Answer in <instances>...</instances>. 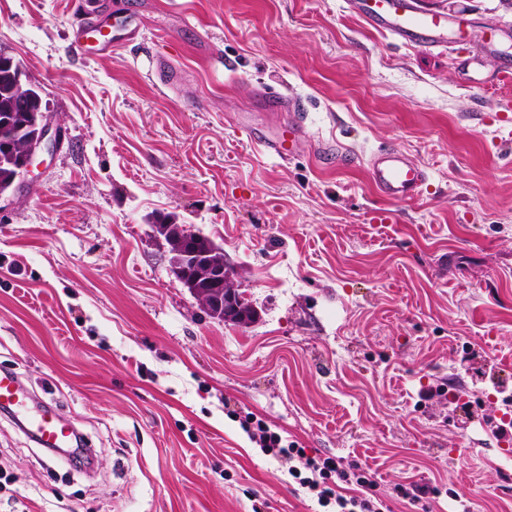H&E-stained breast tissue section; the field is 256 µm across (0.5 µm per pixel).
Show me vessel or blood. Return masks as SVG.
<instances>
[{
	"mask_svg": "<svg viewBox=\"0 0 512 512\" xmlns=\"http://www.w3.org/2000/svg\"><path fill=\"white\" fill-rule=\"evenodd\" d=\"M346 3L352 14L404 44L435 47L451 41L464 43L468 40L470 21L462 11L452 14L444 9L425 11L414 7L411 0H346ZM72 34L80 47L88 38H95L101 51L111 50L118 41L109 21L90 12L84 0H74ZM277 105L292 113L287 125L288 137L265 141L264 146L281 157L287 152L286 141L297 140L304 125L295 116L299 109L296 99H281ZM370 174L375 190L394 202L414 198L429 181L425 169L395 150L374 156L370 162ZM28 400L29 395L17 375L0 371V408L21 413L26 410ZM23 426L44 448H69L75 441L73 426L51 410L40 411L36 417L25 419Z\"/></svg>",
	"mask_w": 512,
	"mask_h": 512,
	"instance_id": "vessel-or-blood-1",
	"label": "vessel or blood"
}]
</instances>
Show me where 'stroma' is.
<instances>
[{
    "mask_svg": "<svg viewBox=\"0 0 512 512\" xmlns=\"http://www.w3.org/2000/svg\"><path fill=\"white\" fill-rule=\"evenodd\" d=\"M464 2L474 37L512 0ZM69 0H0V53L61 131L0 194V369L91 466L0 411V512H327L239 416L377 481L382 512H512V83L396 42L344 0H111L134 40L77 54ZM297 96L293 157L260 151ZM396 148L429 186L391 202ZM346 162H338V155ZM391 221L379 223L380 213ZM207 236L257 311L211 317L157 223ZM425 484L419 501L396 487ZM370 174L375 190L394 202L414 198L429 181L425 169L396 150L374 156L370 162ZM23 426L43 448H72L75 441L73 426L51 410L40 411L33 418H24Z\"/></svg>",
    "mask_w": 512,
    "mask_h": 512,
    "instance_id": "1",
    "label": "stroma"
}]
</instances>
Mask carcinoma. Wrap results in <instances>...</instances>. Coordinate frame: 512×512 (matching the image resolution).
Wrapping results in <instances>:
<instances>
[{"mask_svg":"<svg viewBox=\"0 0 512 512\" xmlns=\"http://www.w3.org/2000/svg\"><path fill=\"white\" fill-rule=\"evenodd\" d=\"M20 77V64L0 54V192L15 182L18 173L20 145L14 133L23 130L22 137H32L43 116L39 95L29 98ZM184 246L198 253L208 254L211 261L224 259V251L201 235H191Z\"/></svg>","mask_w":512,"mask_h":512,"instance_id":"1","label":"carcinoma"}]
</instances>
